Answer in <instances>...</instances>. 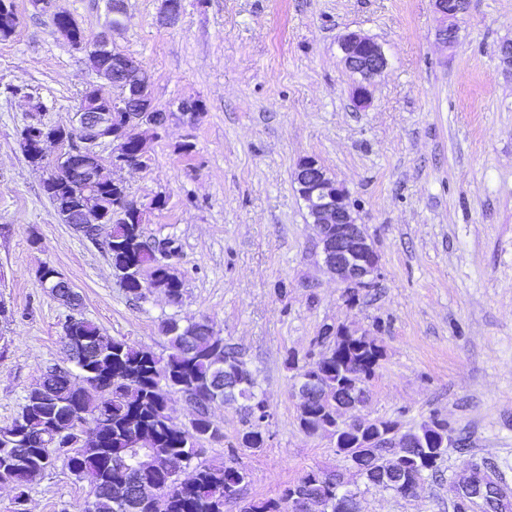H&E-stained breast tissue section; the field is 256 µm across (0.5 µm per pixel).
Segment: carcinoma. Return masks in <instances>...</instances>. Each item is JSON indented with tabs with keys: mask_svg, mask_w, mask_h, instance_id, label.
<instances>
[{
	"mask_svg": "<svg viewBox=\"0 0 512 512\" xmlns=\"http://www.w3.org/2000/svg\"><path fill=\"white\" fill-rule=\"evenodd\" d=\"M68 191L84 193L93 204L112 208V189H95L73 179ZM143 233L138 224H111L104 241L113 268L125 279L124 288L133 299L143 295L140 272L151 269L149 286L166 291L171 302L182 297V281L172 267L155 254L139 248ZM77 339L73 350L82 355L84 366L106 371L116 385L93 386L86 372L71 375L49 368L35 388L27 393L20 415L8 426L0 427V482L16 491L12 512H27L29 482L59 458L66 455L65 466L91 486L93 512H224V505L239 499L247 483L248 470L237 462L208 464L201 460L202 444L224 436L206 403L216 392L224 401L242 399L247 427L239 444L259 449L265 444V429L253 419V404H266L257 392L258 383L246 367L240 352L224 344L205 321L164 320L160 330L168 338L170 353L156 356L142 346L122 339L101 335L91 321L78 318ZM320 339L332 343L331 355L298 365L297 383L307 388L308 405L300 411L302 430L317 434L336 426V404L356 403L355 389L369 382L382 357L375 341L366 342L353 336H338L323 329ZM188 395L200 404L191 428L175 424L168 412L163 388ZM97 429L111 441L103 448H93L86 441L71 445L74 432ZM412 462L407 468L413 480L422 482L438 472V462L448 451V423L431 418L407 430ZM354 430H344L336 439V454L348 459L359 455L357 476L380 491H392L406 498L414 492L394 484L387 475L391 466L389 448H349ZM145 459L183 462L192 468L185 483L167 482V477L153 472L143 474L139 467ZM167 484L158 500L145 503L132 496L144 479ZM223 494L213 495V489ZM301 490L309 496L325 499L324 512H336V494L348 496L349 512H361L358 489L341 471H311L298 483L286 487L277 499L252 500L241 512H289L291 493Z\"/></svg>",
	"mask_w": 512,
	"mask_h": 512,
	"instance_id": "cac0c4a2",
	"label": "carcinoma"
}]
</instances>
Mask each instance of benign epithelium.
I'll return each instance as SVG.
<instances>
[{
  "label": "benign epithelium",
  "instance_id": "benign-epithelium-1",
  "mask_svg": "<svg viewBox=\"0 0 512 512\" xmlns=\"http://www.w3.org/2000/svg\"><path fill=\"white\" fill-rule=\"evenodd\" d=\"M434 5L440 19L437 39L446 47L452 46L457 41L459 23L467 12L468 0H434ZM180 13L181 4L176 0H162L160 18L165 25H176ZM84 49L88 57L95 61L91 70L96 80L86 86L75 113L82 129L81 143L70 145L61 154L56 176L65 182L72 169L79 167L85 172L88 184L99 187L108 182L100 146L104 143L112 145V167H138L144 162L145 145L139 137L130 133V128L146 126L162 129L170 113L154 105L147 84L141 80L145 72L142 62L112 48L108 36L101 35L88 41ZM340 49L345 67L358 76L353 101L355 106L363 108L368 99V87L387 67V58L375 40L361 33L346 35ZM114 107L124 112L119 130L112 121ZM44 127L45 124L36 118L26 125V150L35 165L45 158L47 144H64L71 139L68 130L60 135L48 136L44 133ZM295 181L316 225L318 243L327 269L345 286L371 283L379 269V255L361 225L356 223L345 189L330 178L312 156L300 160ZM69 207L70 211L66 212L68 221L85 238L98 239L102 210L77 196ZM112 221L142 224L143 210L122 196L112 204Z\"/></svg>",
  "mask_w": 512,
  "mask_h": 512
}]
</instances>
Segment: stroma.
Returning a JSON list of instances; mask_svg holds the SVG:
<instances>
[{"mask_svg":"<svg viewBox=\"0 0 512 512\" xmlns=\"http://www.w3.org/2000/svg\"><path fill=\"white\" fill-rule=\"evenodd\" d=\"M115 47L144 64L155 105L174 115L149 136L139 168L114 170L145 211L143 231L173 240L180 303L145 288L132 301L101 245L61 223L42 191L62 151L32 166L18 135L39 103L47 125H72L86 55L50 13L15 0L18 24L0 41V427L21 412L45 370L66 359L71 314L101 333L169 353L167 319L207 320L238 349L265 393V444L238 445L234 405L206 460L239 456L242 501L278 497L312 470H345L334 439L299 426L285 360L321 356L324 326L368 333L382 350L369 417L448 423L437 477L401 498L359 485L361 512H512V500L465 495L472 475L512 486V0H470L456 43L436 39L433 0H184L177 26L160 0H126ZM87 38L107 31L104 0H53ZM359 32L388 65L356 110L342 38ZM194 99L199 120L176 114ZM306 156L343 185L380 257L373 287L348 301L323 268L294 173ZM51 266L81 299L71 311L38 272ZM90 494L62 462L28 488V512H82Z\"/></svg>","mask_w":512,"mask_h":512,"instance_id":"obj_1","label":"stroma"}]
</instances>
